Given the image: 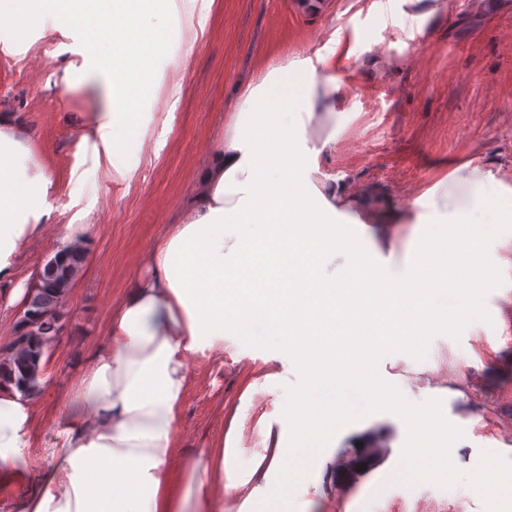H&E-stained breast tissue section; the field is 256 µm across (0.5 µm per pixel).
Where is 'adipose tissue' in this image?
<instances>
[{"mask_svg": "<svg viewBox=\"0 0 512 512\" xmlns=\"http://www.w3.org/2000/svg\"><path fill=\"white\" fill-rule=\"evenodd\" d=\"M346 48L310 61L270 63L246 86L237 110L203 168L190 210L151 247L148 272L131 278L112 310L107 342L71 386L65 423L36 488L16 500L14 512H228L224 495L250 483L233 461V430L217 437L195 461L169 465L176 425L189 385L188 359L224 345V330L242 324L246 311L224 297L230 267L257 243L276 238L281 251L316 238L310 263L325 288H348L373 277L413 284L420 266L371 262L370 248L392 225L415 220L424 244L432 224L447 218L472 233L479 213L512 197L490 163L464 164L454 180L480 194L464 209L410 214L394 198L361 191L353 181L326 176L321 158L336 143L334 126L345 110L340 61ZM71 82L92 83L103 93L102 112L87 120L96 152L112 160V142L133 122L116 111L109 71L85 67ZM34 149L15 112L0 109V282L11 280L26 242L49 221L48 185L33 167ZM290 228L277 224L281 213ZM365 227L366 247L351 245L340 273L326 271L344 221ZM35 423L29 397L0 388V476L11 475L29 447Z\"/></svg>", "mask_w": 512, "mask_h": 512, "instance_id": "ef3b65f1", "label": "adipose tissue"}]
</instances>
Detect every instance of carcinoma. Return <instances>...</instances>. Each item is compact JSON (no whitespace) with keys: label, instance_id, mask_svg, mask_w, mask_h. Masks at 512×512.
Segmentation results:
<instances>
[{"label":"carcinoma","instance_id":"cac0c4a2","mask_svg":"<svg viewBox=\"0 0 512 512\" xmlns=\"http://www.w3.org/2000/svg\"><path fill=\"white\" fill-rule=\"evenodd\" d=\"M85 251L69 246L59 250L40 270L34 287L25 294L24 316L12 341L0 349V382L12 384L25 396L41 392L47 345L61 334L59 308L85 261Z\"/></svg>","mask_w":512,"mask_h":512}]
</instances>
